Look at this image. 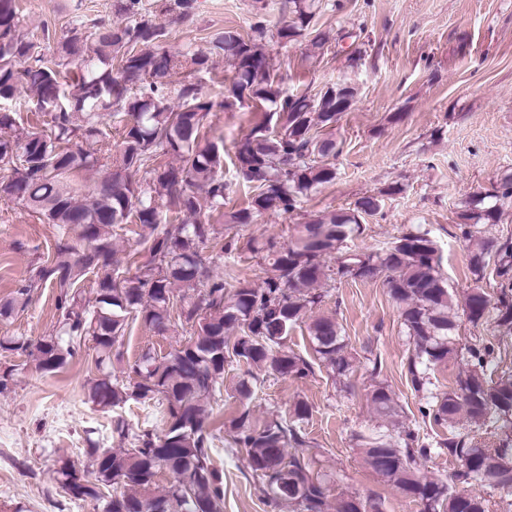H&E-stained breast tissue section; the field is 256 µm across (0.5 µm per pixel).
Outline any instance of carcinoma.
<instances>
[{"instance_id": "1", "label": "carcinoma", "mask_w": 512, "mask_h": 512, "mask_svg": "<svg viewBox=\"0 0 512 512\" xmlns=\"http://www.w3.org/2000/svg\"><path fill=\"white\" fill-rule=\"evenodd\" d=\"M192 9L193 0L165 6L185 23L193 21ZM320 9V0H283V23L272 26L258 12L246 34L227 28L212 34L204 51L193 42L169 51L161 46L165 28L141 0H112V16L79 19L60 38L44 24L42 40L53 47L43 52L25 31L17 0H0V100L28 87L45 116L42 126L22 131L16 112L0 106V170L9 171L0 179V197L59 230L52 254L0 300V318L25 309L31 291L49 285L60 327L36 341L0 337V351L24 355L36 370L54 373L79 355L82 341L92 339L99 376L88 400L114 413L112 438L121 444L91 445V480L81 481L70 460L57 468L56 480L69 496L102 501L103 512H145L148 505L159 506L158 512H223L224 478L212 454L224 423L214 411L225 364L236 360L255 371L238 387L242 403L232 420L233 443L246 450L247 468L260 480L263 497L288 504L291 512H330L327 477L312 476L310 461L299 453L308 447L307 402L296 401L286 418L271 414L260 420L245 400L262 374L314 375L313 364L287 346L289 332L303 322L320 361L337 384L350 388L356 357L336 318L316 316L314 309L328 281L380 277L413 345L406 377L422 400L419 413L448 428V437L431 441L414 428L361 435L364 464L422 512H490V500L475 486L512 494V374L488 373L501 355L490 338L476 336L457 346V313L434 241L410 230L378 252L326 264L360 230L362 217L379 212L385 197L401 187L294 224L283 245L273 238L250 241L265 271L259 287L238 279L228 291L224 275L210 274L235 249L224 225L201 218L204 210L224 216L228 195L224 145L207 136L214 106L230 109L250 100L264 112L263 121L235 145L234 167L251 196L246 207L231 213L230 223L294 213L317 187L336 180L333 160L342 146L329 129L355 103L356 88L341 80L313 95L285 93L271 77L265 51L270 41L303 39L313 53H324L334 36L319 25ZM214 56L234 69L219 103L192 81ZM180 74L184 80L173 106L169 86ZM101 169L112 173L80 198L76 177ZM511 204L508 175L492 189L473 193L460 214L477 283L492 263L496 277L512 284V238L487 237L488 226ZM182 214L192 222L181 220ZM125 224L139 225L142 233L139 248L121 261L114 235ZM89 275L94 281L87 292L81 283ZM492 310L498 326L511 333V291L501 289L493 304L484 289L466 290L462 311L470 324H483ZM138 321L162 336L176 328L186 336L160 357L144 351L120 379L107 365ZM458 358L466 369L453 387L439 390L436 373ZM369 363V407L390 420L400 405L379 379L381 362L375 357ZM131 401L150 411L156 427H135L117 413ZM461 416L467 432L456 430ZM441 455L457 462L449 479L423 475L422 463ZM336 512H385L384 501L350 495L336 503Z\"/></svg>"}]
</instances>
